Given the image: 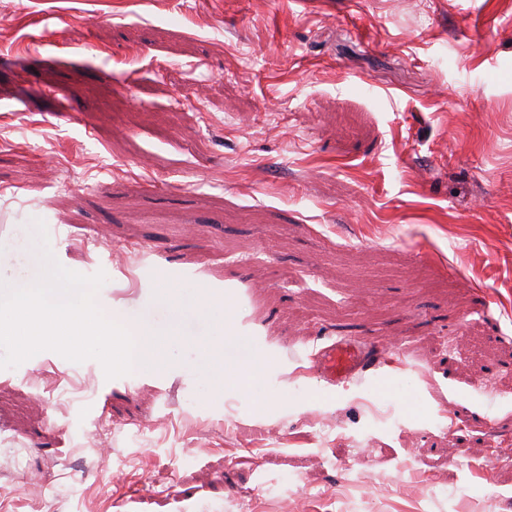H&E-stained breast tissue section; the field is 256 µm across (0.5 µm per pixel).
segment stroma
I'll use <instances>...</instances> for the list:
<instances>
[{"label":"stroma","instance_id":"stroma-1","mask_svg":"<svg viewBox=\"0 0 512 512\" xmlns=\"http://www.w3.org/2000/svg\"><path fill=\"white\" fill-rule=\"evenodd\" d=\"M36 219L265 372L211 394L212 320L160 377L0 369V512H512V0H0V276ZM344 326L389 356L329 387Z\"/></svg>","mask_w":512,"mask_h":512}]
</instances>
